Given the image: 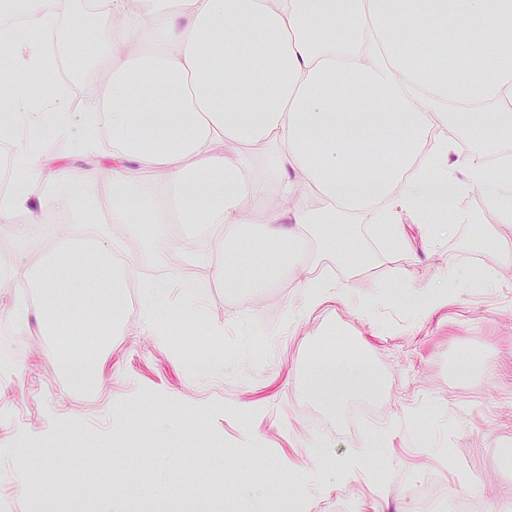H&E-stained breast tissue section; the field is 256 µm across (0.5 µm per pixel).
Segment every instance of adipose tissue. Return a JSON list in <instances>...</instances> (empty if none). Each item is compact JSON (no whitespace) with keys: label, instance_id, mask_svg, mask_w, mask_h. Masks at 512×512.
I'll list each match as a JSON object with an SVG mask.
<instances>
[{"label":"adipose tissue","instance_id":"adipose-tissue-1","mask_svg":"<svg viewBox=\"0 0 512 512\" xmlns=\"http://www.w3.org/2000/svg\"><path fill=\"white\" fill-rule=\"evenodd\" d=\"M91 13L112 90L99 121L117 159L113 223H160L155 191L168 184L180 223L223 225L210 240L220 254L251 223L247 201L264 200L261 245L278 256L274 275L298 280L305 312L348 288L289 259L307 231L345 256L351 246L337 241V224L370 212L400 249L402 215L425 217L441 197L475 189L497 223L512 224V165L493 168L459 148L486 107L496 115L491 132L512 136V0H105ZM423 27L434 57L426 66L412 57ZM489 43L494 67L485 71L476 60ZM5 49L0 95L11 106L0 132L26 116L46 128L64 115V97L36 113L12 80L41 72L46 51L15 41ZM258 144L272 149L267 181L252 174L248 149ZM46 163L38 152L18 154L14 189L0 197V234L24 238L9 218L42 191ZM53 182V206L84 223L79 200L93 174L62 170ZM133 187L140 204L129 208ZM135 273V261L117 270L110 252L82 258L65 244L26 270L22 285L43 299V335L83 323L101 337L121 322Z\"/></svg>","mask_w":512,"mask_h":512}]
</instances>
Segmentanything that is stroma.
I'll use <instances>...</instances> for the list:
<instances>
[{
  "instance_id": "1",
  "label": "stroma",
  "mask_w": 512,
  "mask_h": 512,
  "mask_svg": "<svg viewBox=\"0 0 512 512\" xmlns=\"http://www.w3.org/2000/svg\"><path fill=\"white\" fill-rule=\"evenodd\" d=\"M69 130L58 134L57 167L84 168L96 176L95 235L123 240L143 278L162 271L178 306L180 281L205 286L194 319L159 342L131 303L126 322L102 354L103 378L93 391H74L55 367L53 338L39 334L41 299L35 290L0 281V499L10 512H34L37 501L15 473L32 466L38 481L86 491L92 512H271L297 498L300 512H417L406 490L432 471H445L447 503L477 498L512 507V471L498 451L512 445V267L497 263L496 247L512 245V224L496 223L478 192L458 199L472 220L424 244L413 220L409 244L383 249L376 227L363 218L337 225L365 250V263L339 258L308 238L307 254L329 273L349 279L344 298L311 314L297 308L296 282L263 280L241 299L214 280L217 256L195 251L181 258L166 246L173 233L194 227L154 224L132 232L112 224V142L96 152L79 148L83 117L105 91L94 69L67 78ZM65 222L31 226L29 244L0 235V259L26 268L53 248L55 236L75 235ZM476 269L488 288L449 289L435 311L392 302L390 289L405 283L430 294L448 267ZM340 327L377 372L382 411L327 427L307 415L313 400L305 379L316 356L332 349L328 330ZM221 348V368L195 373L186 355ZM387 443L366 442L378 427ZM321 443L330 461L312 458ZM365 450L354 476L333 463ZM480 486L472 495L471 486Z\"/></svg>"
}]
</instances>
